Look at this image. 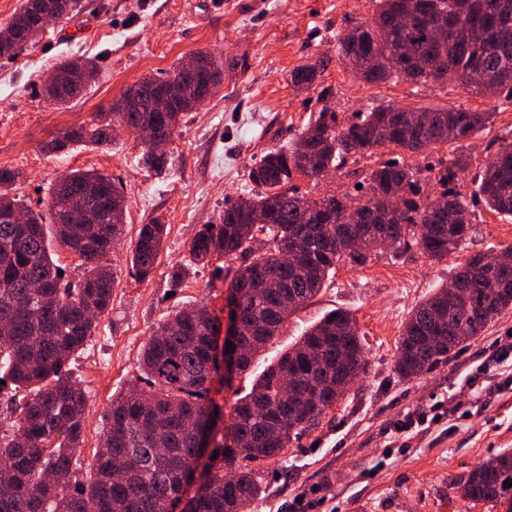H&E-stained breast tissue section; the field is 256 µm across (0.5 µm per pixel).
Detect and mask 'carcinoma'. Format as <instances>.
Instances as JSON below:
<instances>
[{
  "label": "carcinoma",
  "mask_w": 512,
  "mask_h": 512,
  "mask_svg": "<svg viewBox=\"0 0 512 512\" xmlns=\"http://www.w3.org/2000/svg\"><path fill=\"white\" fill-rule=\"evenodd\" d=\"M369 23L338 39L342 59L368 83L403 78L413 83L456 81L466 91L487 97H512V0H375ZM77 0H22L0 27V59H11L32 42L41 15L61 18ZM204 66L198 83L218 88L223 64L199 52ZM60 63L57 82L45 95L65 104L87 87L95 65L86 59ZM469 72L484 75L467 83ZM319 64L297 68L292 83L316 87ZM134 94L160 95L166 112L149 113L150 121L171 139L180 117L206 101L191 104L177 76H146L125 89L111 112L89 127L81 125L45 144L51 152L71 142L104 145L116 124L130 129L143 119L125 104ZM492 113L454 109L388 106L365 112L359 121L338 127L323 109L288 149L266 153L248 172L254 185L246 206L224 209L221 224H206L190 243L192 260L208 263L215 255L239 257L230 288L239 292L240 335L252 358L276 336L288 318L323 288L341 261L363 264L379 248L387 228L400 251L414 244L431 260L456 253L470 237V202L460 192L444 190L432 200L422 197L417 171L391 161L368 175L371 195L354 204L346 195L318 200L296 193V174L320 178L348 157L386 145L410 153L435 144L458 143L487 128ZM19 172L0 167V211L15 209L25 224L0 223V381L25 387L28 396L15 408L12 435L0 437V512H168L179 500L183 467L201 454L198 431L215 428L224 411L209 397L208 384L218 370L214 355L216 325L209 310H181L158 324L141 358L152 386L133 387L112 400L87 483L73 481L79 469L87 394L69 376L73 355L94 335L97 317L112 298L114 273L102 260L123 232L113 223L112 202L125 200L122 187L94 170H73L52 187L48 215L10 195ZM477 194L493 211L512 218V141L498 144L494 157L474 176ZM80 198L93 215L89 224H65L61 215ZM398 199V208L390 198ZM259 212L266 224H253ZM347 212L356 224L343 223ZM270 246L254 248L257 233ZM166 225L141 227L129 265L142 279L155 269ZM81 259L83 274L64 281L62 267L48 249L49 239ZM479 252L451 277L457 291L434 289L412 309L400 336L395 372L416 378L455 348L480 334L505 309L512 308V264L493 265ZM357 376L365 368L364 336L356 318L334 310L309 328L295 345L256 379L230 413L222 443L207 449L202 476L207 491L193 498L190 512H253L261 495L254 470L239 468L224 483V465L284 455L290 443L317 427L344 395L336 394V359ZM473 502L512 499V449L500 451L467 475L454 478Z\"/></svg>",
  "instance_id": "carcinoma-1"
}]
</instances>
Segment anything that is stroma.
I'll list each match as a JSON object with an SVG mask.
<instances>
[{"instance_id":"1","label":"stroma","mask_w":512,"mask_h":512,"mask_svg":"<svg viewBox=\"0 0 512 512\" xmlns=\"http://www.w3.org/2000/svg\"><path fill=\"white\" fill-rule=\"evenodd\" d=\"M373 15V0H80L75 13L15 58L0 59V167L20 172L14 195L43 209L51 188L74 169L104 173L124 187V231L108 257L115 272L112 301L70 363L72 380L88 398L77 480L86 481L91 472L112 399L139 384L141 353L158 324L203 304L220 325H228V282L216 278L215 264L192 263L189 247L202 225L221 223L227 206L248 197L247 173L256 161L293 144L323 109L344 126L390 104L461 106L493 115L489 128L463 145L420 153L384 146L349 158L321 178L298 175L293 183L313 200L347 195L362 204L371 169L396 160L416 169L425 194L435 199L443 190L444 160L467 153L468 171L451 182L474 201L466 244L439 262L412 246L398 254L382 248L363 265L339 263L321 293L289 318L250 369L226 384L212 381L210 395L231 407L308 328L333 310L350 311L366 338L365 369L283 458L254 463L264 487L255 512H288L295 497L313 489L324 500V512H359L363 506L369 512H512V504L475 503L448 486L450 478L512 448V391L484 405L466 384L484 362L490 365L487 385L499 382L500 368L491 357L499 343L512 339V309L421 376L404 379L394 370L397 341L413 306L445 285L471 255L512 245V219L475 201L473 181L490 157L489 142L512 140V98L468 93L445 80L365 82L340 60L336 40ZM199 52L223 63L224 82L182 116L163 172L142 164L143 145L125 129L114 131L106 145L73 143L58 153L45 151V143L61 132L109 111L127 87L148 75H167ZM85 58L99 66L96 82L66 105L50 103L41 92L45 77L60 61ZM315 62L316 89L299 90L292 71ZM158 221L167 229L164 247L150 277L136 279L127 259L141 226ZM180 266L188 274L173 281ZM437 397L444 399L447 416L390 450L394 423Z\"/></svg>"}]
</instances>
